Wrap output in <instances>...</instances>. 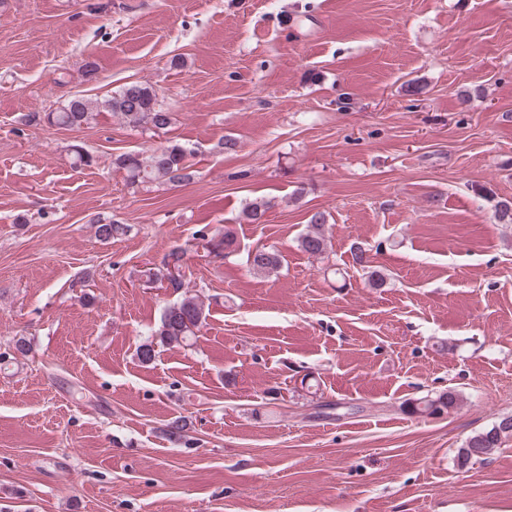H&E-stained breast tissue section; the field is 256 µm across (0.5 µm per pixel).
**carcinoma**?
<instances>
[{
	"mask_svg": "<svg viewBox=\"0 0 512 512\" xmlns=\"http://www.w3.org/2000/svg\"><path fill=\"white\" fill-rule=\"evenodd\" d=\"M113 112L128 124L145 127L149 130H166L172 123V113L164 109L157 101L156 91L141 83H131L115 92L112 97L99 104L83 97H74L60 112L47 115L49 124L79 128L94 120V113L99 107ZM192 152L180 143L160 146L145 157L137 152L123 153L115 159V165L128 174L133 184L169 183L183 184L192 182L198 173L194 164L189 161ZM270 209L269 202L254 199L248 202L240 216V220L249 224H260ZM327 216L323 212L313 213L308 220L307 231L299 238L302 251L318 256L326 252L328 238L325 234ZM129 226L119 221L96 222V235L103 241L125 235ZM235 244L231 230L224 229V236L219 240L210 239L202 248L208 255L220 257L230 254ZM186 251L174 248L166 254L161 266L154 273V278L164 288L179 292L184 288V281L177 269L182 267ZM282 256L266 248H255L248 255L251 269L256 273L269 274L282 266ZM207 320L203 303L192 296L184 297L180 302L167 307L160 319L156 334L161 341L171 344H183L196 335ZM456 395L444 392L436 397L425 396L409 402L406 406L408 414L416 417L438 418L447 413L456 404ZM512 437V417L503 418L491 428L471 436L464 447L458 451V461L465 466L471 460H478L491 454L501 447L502 443Z\"/></svg>",
	"mask_w": 512,
	"mask_h": 512,
	"instance_id": "carcinoma-1",
	"label": "carcinoma"
}]
</instances>
